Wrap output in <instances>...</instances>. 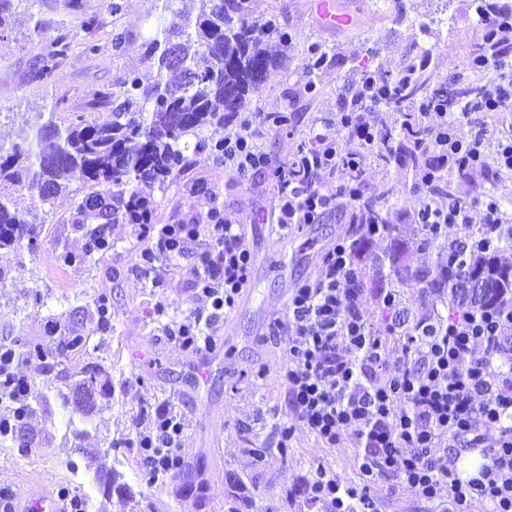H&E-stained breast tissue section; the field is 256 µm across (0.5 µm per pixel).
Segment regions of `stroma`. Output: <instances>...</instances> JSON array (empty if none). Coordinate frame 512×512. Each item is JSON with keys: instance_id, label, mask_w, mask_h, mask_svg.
<instances>
[{"instance_id": "35a3bbf8", "label": "stroma", "mask_w": 512, "mask_h": 512, "mask_svg": "<svg viewBox=\"0 0 512 512\" xmlns=\"http://www.w3.org/2000/svg\"><path fill=\"white\" fill-rule=\"evenodd\" d=\"M100 27L87 32L82 17L65 0H23L0 27V149L28 146L41 115L62 101L55 120L67 125L71 113L96 118L93 103L112 90L123 72L143 65L141 42L147 22L157 16V0H83ZM337 12L349 15L345 26L326 25L315 0H248L251 20L272 22L288 34L286 60L253 98L238 121L262 126V147L279 164L303 138L308 121L326 118L338 123L353 87L366 72L398 70L407 61L424 66L432 80L472 75V50L483 29L476 22L473 0H335ZM122 32L128 43L112 50V36ZM67 34L72 46L51 79L40 76L42 59L57 34ZM97 44L96 53L85 43ZM328 57L312 68V49ZM287 116L288 127L275 125ZM186 168L171 175L163 187L152 189L158 224H203L212 209L238 220L243 241L254 263L250 286L236 307L218 324L229 350L203 364L199 354L169 338L174 325L193 320L203 302L194 289L196 252L177 262L158 263L151 277L138 268L141 241L122 214L105 208L88 209L82 200L89 186L71 183L68 193L34 207L28 191L17 190L12 200L19 212L37 213L42 229L33 251L0 248V272L8 278L0 288V339L28 346L47 340L48 317L60 318L87 338L84 350L73 352L65 369H44L38 361L20 362L17 371L30 383L29 401L37 411L38 431L28 452L19 454L11 439H0V490L9 493L41 487H70L75 465L90 462L117 469L134 491L133 499L106 495L96 483L88 490L95 512H224L229 494L251 504L250 512H317L296 493L299 478L317 465L331 468L345 485L360 483L352 438L343 435L336 447L326 448L304 426H296L285 449L273 450V416L289 415L286 389L277 374L283 345L264 340L258 325L285 316L281 305L293 284L319 274L326 250L337 238L353 234L352 212L342 207L320 223L305 226L297 245L279 243L272 224L276 183L272 176L241 181L207 150L188 153ZM362 177L372 194L389 184L405 187L397 211L406 224L421 205L409 169L384 165L376 152L362 159ZM101 224L111 227L112 247L85 263L63 266L61 250L83 251L87 234ZM106 303L110 320L100 323L97 307ZM97 362L111 389L97 398L92 414L76 416L71 406L47 396L49 387L63 385L64 372L85 362ZM265 371V380L254 377ZM169 405L180 412L184 435L180 455L202 471L200 495L177 500L176 489L189 490L190 481L172 477L151 486L143 479V454L134 429L150 422V411ZM125 439L122 448L113 439ZM263 456H256V449ZM387 480L371 486L379 512H436L407 488L389 491Z\"/></svg>"}]
</instances>
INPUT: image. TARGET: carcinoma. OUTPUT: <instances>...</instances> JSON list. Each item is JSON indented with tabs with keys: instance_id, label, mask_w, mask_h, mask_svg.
I'll use <instances>...</instances> for the list:
<instances>
[{
	"instance_id": "obj_1",
	"label": "carcinoma",
	"mask_w": 512,
	"mask_h": 512,
	"mask_svg": "<svg viewBox=\"0 0 512 512\" xmlns=\"http://www.w3.org/2000/svg\"><path fill=\"white\" fill-rule=\"evenodd\" d=\"M161 11L141 44L145 65L116 79L117 91L102 92L94 106L110 113L105 121L74 114L61 127L55 113L35 126L32 145L0 150V248L31 249L38 236V225L19 213L11 191L26 189L43 204L64 193L68 181L92 188L84 201L86 207H104L112 200V185L136 181L141 184L164 182L188 164L189 149H210L217 157L224 152V125L250 103L272 72L282 67L283 54L274 43H288V33L272 23L262 26L250 21L243 0H192V8L176 7L177 0H160ZM512 38L504 32L492 38L484 35L476 45L479 56L494 57L500 44ZM71 42L66 34L55 37L42 76H53L57 60L65 57ZM378 84L373 102L401 113L400 128L379 129L378 157L384 163H411L416 174L424 172L432 160L420 149L422 115L412 110L422 97L440 98L448 111L464 101H477L495 71L479 70L474 78L433 82L423 70L407 64L400 70L373 72ZM401 200L394 187L383 197H369L352 216L355 224H378L385 246L378 252L366 250L363 241L354 243V256L361 277H371L373 288H394L399 294L415 288L449 318L467 312L481 313L512 301V262L505 253L512 250V239L505 238L490 252L464 251L459 241L443 246L415 225L412 236L404 235L393 214ZM90 246L82 253L62 250V264L86 262L102 251L101 235L95 228L88 234ZM437 251L433 265L414 268L407 261L410 250ZM480 274L487 286L485 294L474 299L465 285L472 275ZM48 335L57 337L50 345L34 344L23 350L26 359L57 366L70 353L85 346L81 336L55 317L47 321ZM72 390L80 392L95 381L101 391L108 384L100 381L101 367L86 362L75 373ZM34 408L28 407L25 425L12 435L17 447H28L34 436L30 420ZM93 478L106 494L116 485L117 473L94 468ZM118 486V485H116ZM118 492L133 497L126 485Z\"/></svg>"
}]
</instances>
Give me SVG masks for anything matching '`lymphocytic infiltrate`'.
Masks as SVG:
<instances>
[{
  "mask_svg": "<svg viewBox=\"0 0 512 512\" xmlns=\"http://www.w3.org/2000/svg\"><path fill=\"white\" fill-rule=\"evenodd\" d=\"M497 68L499 79L480 101L460 103L453 112L438 100L424 104V147L437 159L424 181L483 170L491 160L495 177L512 176V131L493 133L471 118L476 111L512 112L511 45L502 47ZM377 135V126L354 111L343 113L332 136L309 124L304 141L277 171L279 228L315 224L329 209L356 206L366 192L362 158ZM258 138L247 128L225 136V170L248 179L266 169L270 160ZM339 170L349 172L350 180L329 194L322 177ZM414 221L433 237L459 225L461 240L489 248L512 235V210L490 191L474 203L424 193ZM138 230L146 243L139 269L147 275L160 261L184 258L192 242L208 237L194 281L206 307L170 333L182 347L203 351L216 320L235 307L250 277L252 256L237 222L217 214L209 224H142ZM364 293L353 242L337 239L320 276L294 288L280 324L287 336L280 380L294 414L325 447L351 434L363 477L362 486L344 487L320 465L301 479L300 497L323 505L324 512H378L370 485L392 477L418 499L442 504L445 512H469L476 500L488 501L492 512H512V304L453 321L439 319L431 308L413 318L400 295L384 289L377 305L388 315L389 335L401 344L400 356L393 358L364 315ZM18 362V356L0 351V386L16 407L0 419L4 429L19 422L18 410L28 401V381L14 371ZM491 430L499 437L489 443L485 436ZM182 435L180 414L167 408L136 432L150 481L180 468ZM465 453L477 454L479 462L463 478L457 465Z\"/></svg>",
  "mask_w": 512,
  "mask_h": 512,
  "instance_id": "f902f5d3",
  "label": "lymphocytic infiltrate"
}]
</instances>
